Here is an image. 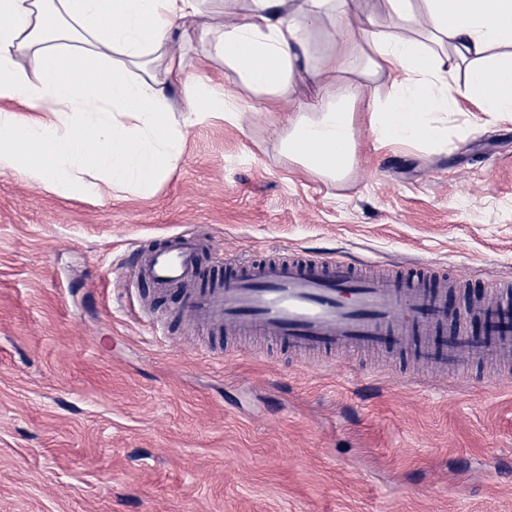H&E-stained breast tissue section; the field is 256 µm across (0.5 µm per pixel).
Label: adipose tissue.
<instances>
[{
  "instance_id": "ef3b65f1",
  "label": "adipose tissue",
  "mask_w": 512,
  "mask_h": 512,
  "mask_svg": "<svg viewBox=\"0 0 512 512\" xmlns=\"http://www.w3.org/2000/svg\"><path fill=\"white\" fill-rule=\"evenodd\" d=\"M384 9L380 24L354 0H224L214 26L201 23V0H0V171L25 168L65 196L91 193L96 173L152 194L176 167L188 126L242 120L223 77L187 70L195 34L268 109L297 83L361 61V80L339 101L303 102L285 118L284 153L321 177L354 171L360 110L381 144L439 143L462 100L512 120V0H384ZM330 14L341 40L310 66V35ZM383 74L390 94L367 96L366 79ZM173 87L189 105L181 120Z\"/></svg>"
}]
</instances>
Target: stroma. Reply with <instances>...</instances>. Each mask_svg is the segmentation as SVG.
<instances>
[{
  "label": "stroma",
  "instance_id": "35a3bbf8",
  "mask_svg": "<svg viewBox=\"0 0 512 512\" xmlns=\"http://www.w3.org/2000/svg\"><path fill=\"white\" fill-rule=\"evenodd\" d=\"M359 69L266 112L235 85L242 126H189L149 196L0 173V512H512V377L292 356L131 280L137 250L190 231L207 282L225 256L293 253L422 258L480 296L512 281L511 120L460 101L429 149L358 127L341 182L282 153L286 113Z\"/></svg>",
  "mask_w": 512,
  "mask_h": 512
}]
</instances>
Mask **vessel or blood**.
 Returning <instances> with one entry per match:
<instances>
[{
	"label": "vessel or blood",
	"mask_w": 512,
	"mask_h": 512,
	"mask_svg": "<svg viewBox=\"0 0 512 512\" xmlns=\"http://www.w3.org/2000/svg\"><path fill=\"white\" fill-rule=\"evenodd\" d=\"M199 239L178 233L169 244L139 253L135 276L172 293L198 276ZM224 284L194 292L191 304L216 326L266 336L304 353L340 348L409 355L436 370L471 363L512 362V291L498 290L479 311L489 323L473 335L471 314L448 316L454 270L428 261L394 275L355 273L347 257L310 254L277 261L235 260Z\"/></svg>",
	"instance_id": "obj_1"
}]
</instances>
